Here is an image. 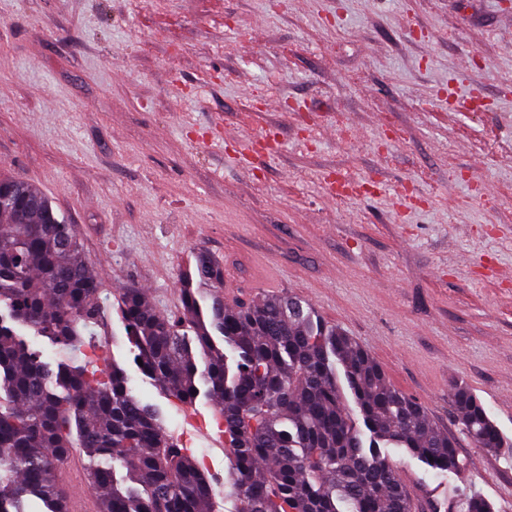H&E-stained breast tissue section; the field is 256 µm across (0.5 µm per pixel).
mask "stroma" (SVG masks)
Here are the masks:
<instances>
[{
    "label": "stroma",
    "mask_w": 512,
    "mask_h": 512,
    "mask_svg": "<svg viewBox=\"0 0 512 512\" xmlns=\"http://www.w3.org/2000/svg\"><path fill=\"white\" fill-rule=\"evenodd\" d=\"M266 145L249 160L238 140ZM0 177L40 190L108 302L93 344L179 436L116 300L181 309L208 252L226 296H290L457 434L467 384L512 440V8L505 0H0ZM398 450L413 512L512 461Z\"/></svg>",
    "instance_id": "1"
}]
</instances>
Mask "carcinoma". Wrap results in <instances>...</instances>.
Masks as SVG:
<instances>
[{
  "label": "carcinoma",
  "mask_w": 512,
  "mask_h": 512,
  "mask_svg": "<svg viewBox=\"0 0 512 512\" xmlns=\"http://www.w3.org/2000/svg\"><path fill=\"white\" fill-rule=\"evenodd\" d=\"M80 251L45 196L0 178V512H30L34 498L44 512H67L57 471L73 448L89 459L98 512H219L208 473L170 441L117 363L102 369L89 355L52 363L19 334L65 349L95 335L106 299ZM222 283L220 266L199 252L195 275L182 280L179 320L136 287L123 290L118 311L142 373L185 405L201 384L220 402L229 512H409L390 448L437 475L464 469L456 438L392 387L355 340L291 297L226 305ZM452 401L474 447L512 446L467 385H454ZM453 510L491 512L467 488Z\"/></svg>",
  "instance_id": "1"
}]
</instances>
